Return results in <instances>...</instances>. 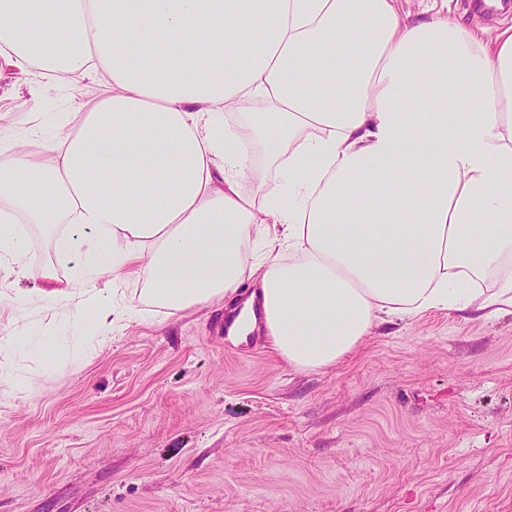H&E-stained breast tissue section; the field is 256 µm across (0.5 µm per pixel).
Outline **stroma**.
<instances>
[{"label":"stroma","instance_id":"obj_1","mask_svg":"<svg viewBox=\"0 0 512 512\" xmlns=\"http://www.w3.org/2000/svg\"><path fill=\"white\" fill-rule=\"evenodd\" d=\"M62 80L33 105L0 70V115L72 112ZM33 233L27 297L53 261ZM224 302L147 309L81 367L0 383V512H512V313L378 323L335 368L299 373L262 330L224 334Z\"/></svg>","mask_w":512,"mask_h":512}]
</instances>
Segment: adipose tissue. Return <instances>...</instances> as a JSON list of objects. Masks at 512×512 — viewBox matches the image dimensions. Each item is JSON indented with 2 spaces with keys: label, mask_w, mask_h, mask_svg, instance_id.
<instances>
[{
  "label": "adipose tissue",
  "mask_w": 512,
  "mask_h": 512,
  "mask_svg": "<svg viewBox=\"0 0 512 512\" xmlns=\"http://www.w3.org/2000/svg\"><path fill=\"white\" fill-rule=\"evenodd\" d=\"M405 2L0 0V64L38 72L32 99L107 86L40 147L0 127V270L39 227V300L101 345L143 320L127 282L171 315L253 286L250 326L297 372L386 315L512 311V27ZM15 347L84 357L0 336Z\"/></svg>",
  "instance_id": "ef3b65f1"
}]
</instances>
